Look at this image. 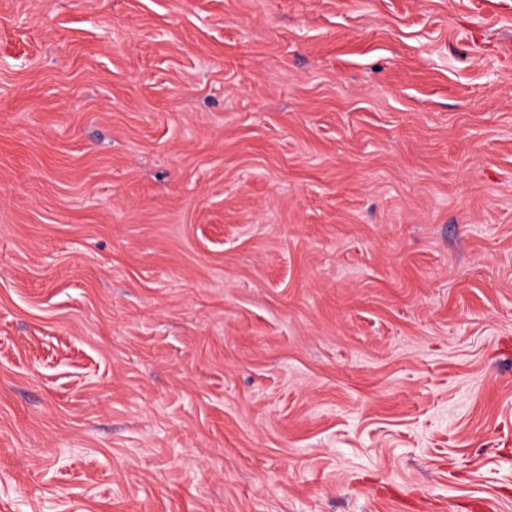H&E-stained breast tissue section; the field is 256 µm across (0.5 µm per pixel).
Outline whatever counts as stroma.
<instances>
[{
	"instance_id": "1",
	"label": "stroma",
	"mask_w": 512,
	"mask_h": 512,
	"mask_svg": "<svg viewBox=\"0 0 512 512\" xmlns=\"http://www.w3.org/2000/svg\"><path fill=\"white\" fill-rule=\"evenodd\" d=\"M0 0V512H512V0Z\"/></svg>"
}]
</instances>
